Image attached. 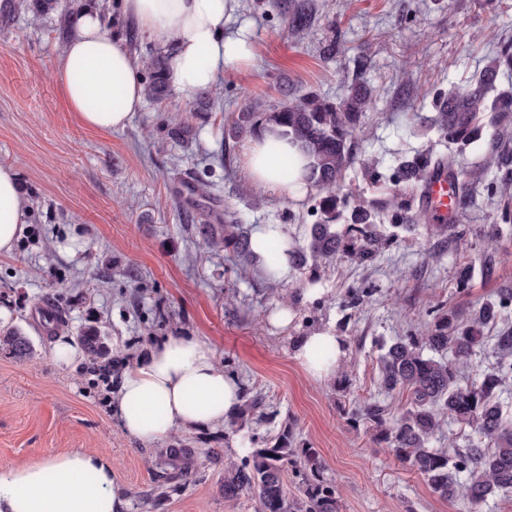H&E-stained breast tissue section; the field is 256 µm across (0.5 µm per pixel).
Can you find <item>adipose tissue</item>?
I'll list each match as a JSON object with an SVG mask.
<instances>
[{
    "label": "adipose tissue",
    "instance_id": "ef3b65f1",
    "mask_svg": "<svg viewBox=\"0 0 512 512\" xmlns=\"http://www.w3.org/2000/svg\"><path fill=\"white\" fill-rule=\"evenodd\" d=\"M235 0H123V13L170 56L171 87L187 95L214 88L227 65L254 66L244 41L225 36ZM47 75L77 121L90 129L124 128L144 104L140 65L123 39L106 28L97 8H85ZM245 170L261 191L301 201L310 191L308 158L278 132L248 137ZM28 212L13 167L0 166V254H10ZM343 340L327 327L303 336L297 358L317 378L331 375ZM243 387L224 373L217 354L195 336H171L123 373L112 412L122 429L145 443L178 431L216 428L234 414ZM111 457L80 450L49 459L0 465V512H127Z\"/></svg>",
    "mask_w": 512,
    "mask_h": 512
}]
</instances>
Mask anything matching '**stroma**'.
<instances>
[{
	"mask_svg": "<svg viewBox=\"0 0 512 512\" xmlns=\"http://www.w3.org/2000/svg\"><path fill=\"white\" fill-rule=\"evenodd\" d=\"M286 2L237 0L225 31L241 36L257 63L225 67L209 106L173 90L145 102L125 129L98 131L78 123L44 76L70 36L72 0L44 19L29 0H0V165L15 168L31 212L13 254L0 256V309L9 314L0 337L17 331L31 345L23 358L0 345V463L81 449L112 457L128 512H257L253 494L224 497V461L242 455L223 428L143 443L111 415L110 388L142 353L170 336H197L245 395L265 399L244 435L263 441L289 427L317 448L339 512H512V496H490L476 510L462 497L440 498L344 415L377 396L382 345L419 327L422 310L464 313L512 289V222L502 221L499 196L480 193L460 210L465 249H455L451 232L420 223L399 230L371 262L341 255L315 272L292 265L276 288L261 263L224 247L233 212L247 214L251 231L278 225L292 249L319 219L313 191L297 203L268 192L251 207L245 141L228 134L233 116L248 103L278 107L285 87L295 97H342L360 55L369 65L359 79L373 97L345 190L370 208L396 195L416 213L418 193L393 179L397 161L448 153L420 118L512 35V0H313L319 21L300 34L286 23ZM332 38L336 56L323 59L320 47ZM179 126L181 138L168 136ZM185 176L199 187L189 202L173 194ZM461 265L472 269L466 292L456 286ZM283 304L292 321L270 325ZM319 326L333 327L345 345L330 379L313 377L296 357L300 337ZM90 327L106 353L94 359L79 348L72 366L55 364L57 339L78 344ZM171 448L187 449L188 472L162 497L157 479Z\"/></svg>",
	"mask_w": 512,
	"mask_h": 512,
	"instance_id": "35a3bbf8",
	"label": "stroma"
}]
</instances>
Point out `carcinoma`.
<instances>
[{"instance_id":"1","label":"carcinoma","mask_w":512,"mask_h":512,"mask_svg":"<svg viewBox=\"0 0 512 512\" xmlns=\"http://www.w3.org/2000/svg\"><path fill=\"white\" fill-rule=\"evenodd\" d=\"M315 21L312 0H293L287 23L294 30L303 31ZM168 65V56H150L145 80L148 100L160 102L167 96ZM503 71H512L510 36L498 40L486 65L464 88L437 96L435 116L424 117V122L440 138L456 145L458 152H464L482 138L484 113L496 112L505 118L512 112V91H497ZM282 93L288 102L270 112L244 107L233 119L229 132L237 137L268 125L277 126L283 134L293 136L309 158V179L320 195L321 220L311 225L305 244L291 251L294 263L319 268L340 254L369 260L388 235L384 225L376 223L375 213L344 192L343 181L357 153L361 119L373 90L356 81L348 96L340 100L317 94L292 98L286 88ZM489 135L494 150L487 166L496 168V177L486 188L507 196L512 193V168L507 167V160L512 158V133L507 126L494 123ZM442 164L448 166V174L455 181L460 205L472 204L480 182L469 179L451 154H419L411 161L399 162L397 169L404 182L420 191L433 169ZM346 210L350 211V224L338 231L336 223ZM387 217L396 228L410 220H435L428 210L408 217L396 198L388 204ZM245 223V215L233 214L230 230L224 234V248L239 256L252 254L250 238L240 231ZM510 308L512 289H502L495 299L481 302L464 319L455 313H438L433 325L397 339L379 357V390L387 395L396 391L405 395L407 407L391 426L387 425L390 410L381 400L364 402L350 416L354 424H371L376 439L407 460L433 492L443 498L460 494L472 506L495 493H512V420L503 415L502 400L506 377L512 373V325L501 323L503 312ZM3 342L19 358L29 353V341L16 332L4 336ZM82 342L94 358L105 352L103 337L96 328L85 331ZM488 347L497 354V370L478 372L472 357ZM262 405V395L249 398L225 423V431L244 428ZM450 420L471 428L477 440L465 448L432 447V440ZM249 443L241 462L224 461L225 498L236 499L252 492L258 499V512H338L336 488L324 477L317 449L300 445L286 429L262 443L251 436ZM290 468L303 475L297 496L288 493ZM460 474L466 475L461 484L456 481Z\"/></svg>"}]
</instances>
